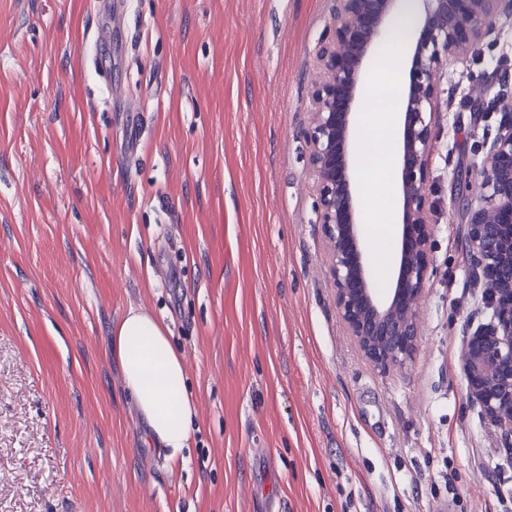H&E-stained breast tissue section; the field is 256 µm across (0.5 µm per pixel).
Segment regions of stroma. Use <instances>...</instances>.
Instances as JSON below:
<instances>
[{"mask_svg":"<svg viewBox=\"0 0 512 512\" xmlns=\"http://www.w3.org/2000/svg\"><path fill=\"white\" fill-rule=\"evenodd\" d=\"M329 0H0V512H512L466 392L490 320L456 182H481L512 18L449 57L423 334L347 335L303 137ZM151 311L196 431L170 461L111 357Z\"/></svg>","mask_w":512,"mask_h":512,"instance_id":"35a3bbf8","label":"stroma"}]
</instances>
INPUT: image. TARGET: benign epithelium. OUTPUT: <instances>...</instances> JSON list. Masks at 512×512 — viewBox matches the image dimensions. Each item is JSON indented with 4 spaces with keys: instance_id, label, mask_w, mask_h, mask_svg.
Here are the masks:
<instances>
[{
    "instance_id": "obj_1",
    "label": "benign epithelium",
    "mask_w": 512,
    "mask_h": 512,
    "mask_svg": "<svg viewBox=\"0 0 512 512\" xmlns=\"http://www.w3.org/2000/svg\"><path fill=\"white\" fill-rule=\"evenodd\" d=\"M333 24L316 54L311 122L305 131L318 187L317 222L329 241L336 308L365 357L383 372L401 371L422 336L420 309L429 279L435 201L428 158L439 114L440 76L451 54L479 48L496 21L512 16V0H422L409 83L403 93L398 151L402 204L400 264L394 288L378 299L358 232L359 191L353 180L351 140L365 72L402 0H331ZM498 133L482 169L483 193L458 201L471 264L483 281L489 325L467 337L461 360L468 398L512 447V92L494 102Z\"/></svg>"
}]
</instances>
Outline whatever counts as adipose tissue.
I'll list each match as a JSON object with an SVG mask.
<instances>
[{"mask_svg":"<svg viewBox=\"0 0 512 512\" xmlns=\"http://www.w3.org/2000/svg\"><path fill=\"white\" fill-rule=\"evenodd\" d=\"M419 10L418 0H404L374 61L375 69L387 70L388 79L382 85L370 83L362 97L360 122L365 142L372 145L368 159L386 170L396 166L391 143L402 108L399 57L411 41ZM378 100L384 101L383 109H374ZM379 200L382 216L368 222L366 235L373 253L385 261L392 250L395 208L389 190H382ZM111 354L146 424L149 440L167 450L170 459H177L190 445L196 407L185 364L171 343L167 327L148 311L129 310L112 329Z\"/></svg>","mask_w":512,"mask_h":512,"instance_id":"adipose-tissue-1","label":"adipose tissue"}]
</instances>
